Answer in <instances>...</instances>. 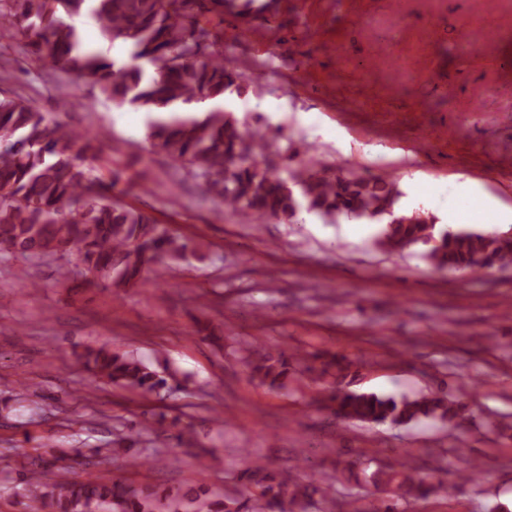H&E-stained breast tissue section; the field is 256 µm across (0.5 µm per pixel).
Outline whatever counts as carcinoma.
<instances>
[{
  "label": "carcinoma",
  "mask_w": 512,
  "mask_h": 512,
  "mask_svg": "<svg viewBox=\"0 0 512 512\" xmlns=\"http://www.w3.org/2000/svg\"><path fill=\"white\" fill-rule=\"evenodd\" d=\"M209 14L224 22V0H0V32L22 34L42 66L97 86L104 104L150 113L151 147L201 179L204 192L232 212L290 221L304 210L333 224L342 217L384 218L375 240L384 251L425 245L423 257L433 267L471 274L509 266L511 237L439 229L416 212L401 213V191L393 181L331 174L323 161L310 165L302 159L283 173L261 167L280 147L265 135L244 134L224 110V96L240 92L246 76L224 67V45L202 25ZM78 20L95 27L105 44L130 42L128 60L119 63L107 49L83 47ZM192 101L212 107L202 117L180 114L181 105ZM93 142L22 99L0 98V256L62 260L76 251L94 281L131 288L167 262L196 255L201 244L112 199L123 172L104 182L96 173ZM79 358L93 384L106 380L145 395L167 391L176 380L166 368L153 370L135 355L105 346H88ZM294 364L319 377L331 373L338 385L351 367L346 356L329 352L248 360L251 376L271 389L283 387ZM329 402L339 423H451L464 411L462 403L443 395L398 400L337 389ZM361 465L358 459L346 462L336 479L359 481ZM417 470L406 460L387 464L370 475L379 498L366 507L334 500L332 508L399 512V500L426 499L436 490ZM24 482L26 512H152L147 497L119 479L64 480L51 463ZM239 482L241 489L222 501L197 494L189 502L206 512H303L318 491L260 462L244 470Z\"/></svg>",
  "instance_id": "cac0c4a2"
}]
</instances>
